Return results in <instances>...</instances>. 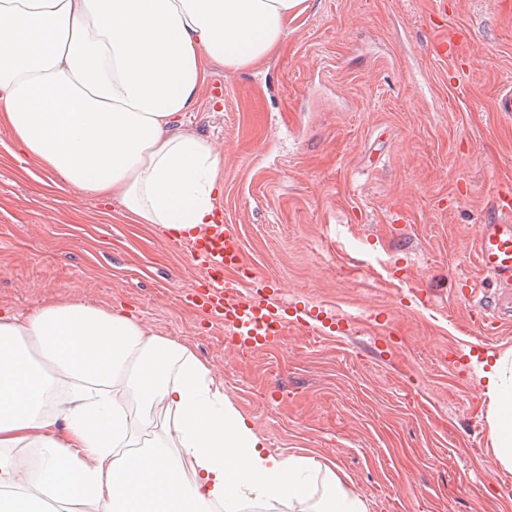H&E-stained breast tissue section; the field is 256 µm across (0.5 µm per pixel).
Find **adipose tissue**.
I'll return each mask as SVG.
<instances>
[{"instance_id": "obj_1", "label": "adipose tissue", "mask_w": 512, "mask_h": 512, "mask_svg": "<svg viewBox=\"0 0 512 512\" xmlns=\"http://www.w3.org/2000/svg\"><path fill=\"white\" fill-rule=\"evenodd\" d=\"M306 0H0V124L76 191L181 239L215 221L224 154L182 122L209 67L263 64ZM512 467V356L482 372ZM162 439L137 445L124 403ZM174 436L181 450L164 442ZM34 448L24 484L7 451ZM193 479H186L185 469ZM367 512L334 467L267 451L223 382L129 313L52 302L0 312V512Z\"/></svg>"}]
</instances>
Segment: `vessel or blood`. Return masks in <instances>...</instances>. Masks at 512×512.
<instances>
[{
  "label": "vessel or blood",
  "mask_w": 512,
  "mask_h": 512,
  "mask_svg": "<svg viewBox=\"0 0 512 512\" xmlns=\"http://www.w3.org/2000/svg\"><path fill=\"white\" fill-rule=\"evenodd\" d=\"M492 212L493 219L477 227L476 255L479 270L493 275L505 289L495 299L492 314L494 323L502 325L512 321V295L507 292L512 286V223L504 221L505 215L512 213V200L495 199ZM183 245L205 274L201 309L223 323L237 346H266L283 336L290 322L303 321L343 332V318L333 310L308 304L288 310L268 293L266 284L252 277L241 278L243 244L232 225H209L203 233L184 240Z\"/></svg>",
  "instance_id": "vessel-or-blood-1"
}]
</instances>
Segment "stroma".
Here are the masks:
<instances>
[{
    "label": "stroma",
    "instance_id": "obj_1",
    "mask_svg": "<svg viewBox=\"0 0 512 512\" xmlns=\"http://www.w3.org/2000/svg\"><path fill=\"white\" fill-rule=\"evenodd\" d=\"M261 66H213L184 121L224 152V220L285 302L353 315L243 350L185 303L204 272L155 224L69 189L0 126V309L123 308L190 347L266 448L346 474L369 512H512L477 370L512 351L474 312L499 293L476 231L512 186V0H308ZM463 352L459 373L449 361Z\"/></svg>",
    "mask_w": 512,
    "mask_h": 512
}]
</instances>
